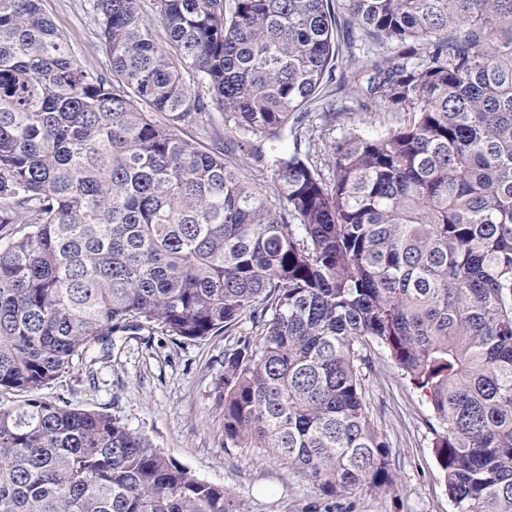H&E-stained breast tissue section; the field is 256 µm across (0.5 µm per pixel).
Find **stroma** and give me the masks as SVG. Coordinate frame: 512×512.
Instances as JSON below:
<instances>
[{
    "mask_svg": "<svg viewBox=\"0 0 512 512\" xmlns=\"http://www.w3.org/2000/svg\"><path fill=\"white\" fill-rule=\"evenodd\" d=\"M43 9L82 66L105 68L86 0H43ZM255 338L247 321L231 333L200 340L146 324L114 333L107 342H92L84 358L40 395L116 417L198 479L224 486L243 512H324L325 503L311 484L279 457L225 444L224 409L216 398L224 353ZM371 358L365 402L390 444L395 482L382 491L358 492L352 512H455L433 448L436 419L427 397L385 351L375 350Z\"/></svg>",
    "mask_w": 512,
    "mask_h": 512,
    "instance_id": "stroma-1",
    "label": "stroma"
}]
</instances>
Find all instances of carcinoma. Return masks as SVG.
Returning a JSON list of instances; mask_svg holds the SVG:
<instances>
[{
	"label": "carcinoma",
	"instance_id": "obj_1",
	"mask_svg": "<svg viewBox=\"0 0 512 512\" xmlns=\"http://www.w3.org/2000/svg\"><path fill=\"white\" fill-rule=\"evenodd\" d=\"M89 2L104 71L0 0V389L30 394L0 406V512H241L37 392L115 332L244 319L225 442L330 499L391 486L377 346L429 399L456 512H512V0ZM349 99L402 123L326 141Z\"/></svg>",
	"mask_w": 512,
	"mask_h": 512
}]
</instances>
